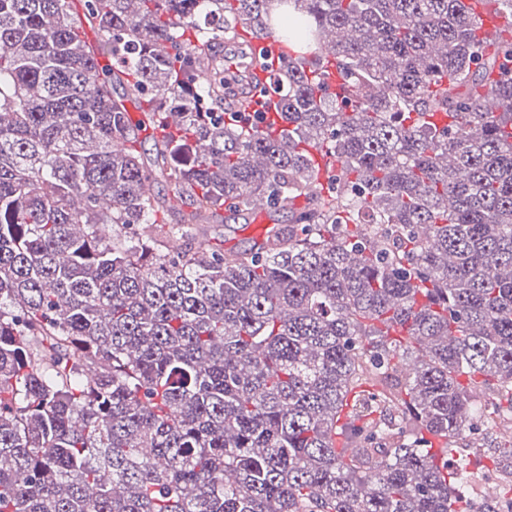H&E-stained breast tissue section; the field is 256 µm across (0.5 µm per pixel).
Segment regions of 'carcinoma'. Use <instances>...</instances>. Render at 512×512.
Returning a JSON list of instances; mask_svg holds the SVG:
<instances>
[{
	"label": "carcinoma",
	"mask_w": 512,
	"mask_h": 512,
	"mask_svg": "<svg viewBox=\"0 0 512 512\" xmlns=\"http://www.w3.org/2000/svg\"><path fill=\"white\" fill-rule=\"evenodd\" d=\"M89 18L0 0V512H512V440L491 500L466 453L512 431V37L465 0ZM257 197L291 225L193 236ZM503 432V429L490 424L479 425V430L468 437V444L474 447L470 450V452H477L478 454L479 452L482 453L485 450L484 448L488 447V445L491 444L495 438H497L498 441L508 439L509 433Z\"/></svg>",
	"instance_id": "1"
}]
</instances>
